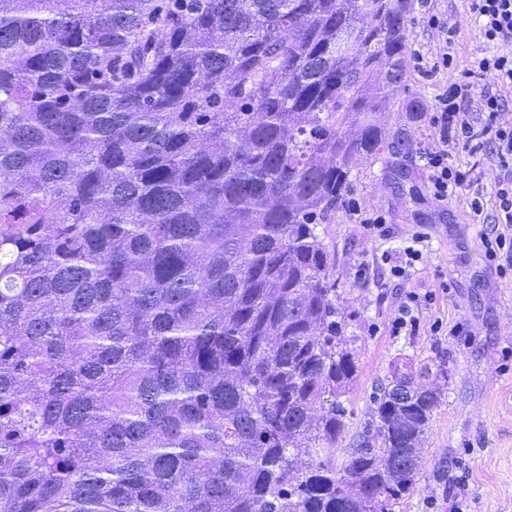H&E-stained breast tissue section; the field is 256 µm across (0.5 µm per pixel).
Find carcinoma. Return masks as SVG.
I'll return each instance as SVG.
<instances>
[{"instance_id": "carcinoma-1", "label": "carcinoma", "mask_w": 512, "mask_h": 512, "mask_svg": "<svg viewBox=\"0 0 512 512\" xmlns=\"http://www.w3.org/2000/svg\"><path fill=\"white\" fill-rule=\"evenodd\" d=\"M411 0H0V512H385L441 393L357 377L318 226Z\"/></svg>"}]
</instances>
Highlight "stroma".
<instances>
[{"label": "stroma", "mask_w": 512, "mask_h": 512, "mask_svg": "<svg viewBox=\"0 0 512 512\" xmlns=\"http://www.w3.org/2000/svg\"><path fill=\"white\" fill-rule=\"evenodd\" d=\"M438 15L455 31L452 67L422 76L406 65L380 121L382 147L353 173L351 193L388 217L385 235L367 234L337 207L320 226L334 257L336 304L349 348L359 359L349 389L345 431L337 443L344 460L370 421L373 395L393 367L429 370L443 393L422 448V466L408 493L388 512H454V486L467 480L464 512H512V280L487 260L481 242L496 219L493 194L484 196L483 223H474L465 196L437 203L427 187L419 149L433 142L429 112L451 80L465 79L488 53L469 0H414L408 48L435 61L443 33ZM419 111H407L412 101ZM409 151L398 149V142ZM430 235L423 257L404 277L391 276L384 254L401 250L411 234ZM429 293L414 332L395 334L391 320L409 294ZM460 326L459 335L435 333L436 323Z\"/></svg>", "instance_id": "obj_1"}]
</instances>
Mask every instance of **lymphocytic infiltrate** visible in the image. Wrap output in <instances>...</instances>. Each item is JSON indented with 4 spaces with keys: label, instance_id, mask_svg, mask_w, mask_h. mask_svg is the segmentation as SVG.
<instances>
[{
    "label": "lymphocytic infiltrate",
    "instance_id": "f902f5d3",
    "mask_svg": "<svg viewBox=\"0 0 512 512\" xmlns=\"http://www.w3.org/2000/svg\"><path fill=\"white\" fill-rule=\"evenodd\" d=\"M470 6L491 48L475 63L478 75L512 85V0H470ZM472 90L471 83L458 81L438 95L430 116L434 144L422 148L420 160L433 198L444 203L467 190L468 206L478 220L484 212L479 181L471 171L449 164L448 156L456 150L489 154L501 229L483 236L482 242L486 257L503 275L512 270V124L499 120L504 102L497 93H481L479 115L467 112L464 104Z\"/></svg>",
    "mask_w": 512,
    "mask_h": 512
}]
</instances>
